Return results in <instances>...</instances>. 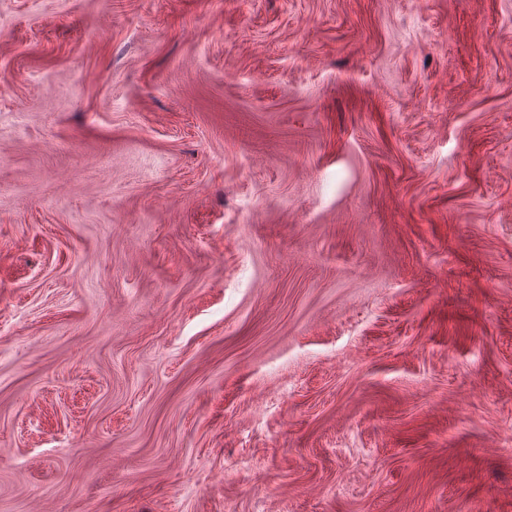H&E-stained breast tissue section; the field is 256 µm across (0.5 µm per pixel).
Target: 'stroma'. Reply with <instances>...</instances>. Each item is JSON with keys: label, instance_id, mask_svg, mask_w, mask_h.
Returning a JSON list of instances; mask_svg holds the SVG:
<instances>
[{"label": "stroma", "instance_id": "obj_1", "mask_svg": "<svg viewBox=\"0 0 512 512\" xmlns=\"http://www.w3.org/2000/svg\"><path fill=\"white\" fill-rule=\"evenodd\" d=\"M0 512H512V0H0Z\"/></svg>", "mask_w": 512, "mask_h": 512}]
</instances>
